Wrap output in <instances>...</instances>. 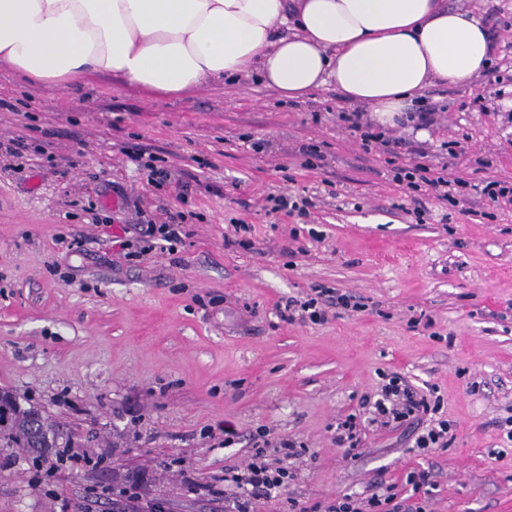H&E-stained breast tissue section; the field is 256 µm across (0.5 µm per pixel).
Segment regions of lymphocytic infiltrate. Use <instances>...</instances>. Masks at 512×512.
Segmentation results:
<instances>
[{"label": "lymphocytic infiltrate", "instance_id": "1", "mask_svg": "<svg viewBox=\"0 0 512 512\" xmlns=\"http://www.w3.org/2000/svg\"><path fill=\"white\" fill-rule=\"evenodd\" d=\"M366 111L357 107L349 112L339 113V120L346 127L357 132L361 148L365 153L384 155L391 167L395 181L411 192H427L440 200H451L453 181L447 173L436 170L429 161H416L399 165L398 159L405 145L403 138L392 136L389 130L366 120ZM438 406L427 396L417 394L409 388L403 377L392 374L381 390L380 398L373 403L368 421H361L355 414L348 415L336 426V443L343 447L346 456L357 457L362 442L364 424L388 426L390 423H416L425 425L424 433L417 436L418 449L448 448L453 440L452 426L448 420L438 418ZM261 441L240 467L226 469L224 483L230 489L224 498V512H258L259 505L281 501L296 472L294 462L302 455L295 443L289 439L272 443L267 430H260ZM277 448L279 457L269 462V448ZM412 492L398 496L391 491L372 492L359 497L345 494L329 501H317L307 506L291 503V512H427V493L434 487L432 470L410 471L406 478Z\"/></svg>", "mask_w": 512, "mask_h": 512}]
</instances>
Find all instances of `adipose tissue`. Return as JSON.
Returning a JSON list of instances; mask_svg holds the SVG:
<instances>
[{
	"instance_id": "1",
	"label": "adipose tissue",
	"mask_w": 512,
	"mask_h": 512,
	"mask_svg": "<svg viewBox=\"0 0 512 512\" xmlns=\"http://www.w3.org/2000/svg\"><path fill=\"white\" fill-rule=\"evenodd\" d=\"M492 46L446 0H0V61L65 95L88 74L183 95L255 69L291 98L334 84L389 126Z\"/></svg>"
}]
</instances>
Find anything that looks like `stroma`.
I'll return each instance as SVG.
<instances>
[{
	"label": "stroma",
	"mask_w": 512,
	"mask_h": 512,
	"mask_svg": "<svg viewBox=\"0 0 512 512\" xmlns=\"http://www.w3.org/2000/svg\"><path fill=\"white\" fill-rule=\"evenodd\" d=\"M448 4L493 28L492 62L422 92L445 107L426 136L391 132L404 164L455 150L448 174L469 189L454 207L412 203L338 120L354 104L329 84L290 101L253 75L180 97L90 76L68 101L0 61V391L91 458L36 465L1 443L0 512H224V471L264 427L306 450L288 486L300 502L429 468L431 512H512L497 425L512 415V202L480 192L512 182V0ZM305 142L326 166L302 168ZM152 165L182 185H155ZM280 193L312 201L306 223L265 210ZM170 212L183 245L141 253L134 220ZM240 224L250 247L226 246ZM321 287L355 309L281 319ZM394 372L437 392L451 445L421 451L404 428L371 426L345 457L337 422ZM190 479L217 491L194 495Z\"/></svg>",
	"instance_id": "1"
}]
</instances>
